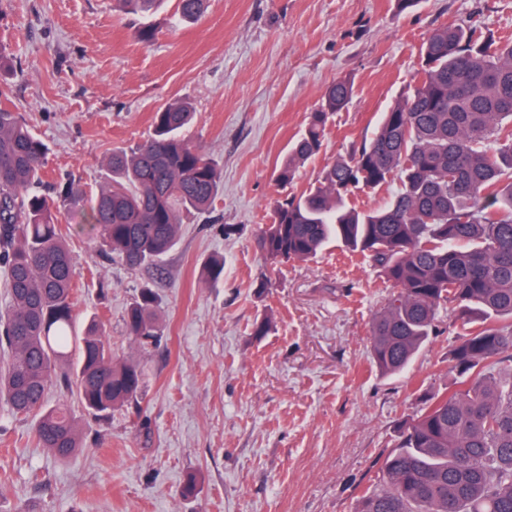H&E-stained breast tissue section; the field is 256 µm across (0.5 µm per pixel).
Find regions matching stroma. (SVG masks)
Returning <instances> with one entry per match:
<instances>
[{"mask_svg":"<svg viewBox=\"0 0 512 512\" xmlns=\"http://www.w3.org/2000/svg\"><path fill=\"white\" fill-rule=\"evenodd\" d=\"M174 12L165 0L146 20L157 30L146 46L134 37L146 21L115 0H0V88L48 147L44 188L69 179L91 199L112 151L147 139L155 112L179 99L195 111L184 138L222 172L209 212L182 215L154 267L107 259L79 232L80 211H61L75 328L96 319L113 356L144 367V396L103 420L75 408L83 446L65 461L38 446L30 418L0 408V512H355L420 413L419 390L452 387L465 328L444 313L405 372L381 375L370 324L390 283L333 241L278 266L258 251L282 192L274 171L331 83L351 80L354 95L291 193L371 135L435 28L473 18L512 36V0H420L401 15L395 0H209L176 29ZM213 256L224 259L216 282L203 274ZM145 287L162 334L143 347L123 317ZM266 317L270 331L254 336Z\"/></svg>","mask_w":512,"mask_h":512,"instance_id":"obj_1","label":"stroma"}]
</instances>
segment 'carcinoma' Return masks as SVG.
I'll list each match as a JSON object with an SVG mask.
<instances>
[{
  "instance_id": "1",
  "label": "carcinoma",
  "mask_w": 512,
  "mask_h": 512,
  "mask_svg": "<svg viewBox=\"0 0 512 512\" xmlns=\"http://www.w3.org/2000/svg\"><path fill=\"white\" fill-rule=\"evenodd\" d=\"M206 2L176 0L174 23L201 19ZM353 94L348 80L325 89L277 171L280 187L320 153L329 119ZM192 116L171 104L154 114L145 142L108 158L112 182L81 215L107 258L131 268L159 262L177 242L180 213L210 210L221 172L181 136ZM45 160L42 140L0 107V403L33 416L39 446L65 461L80 436L68 400L49 404L51 386L104 417L139 405L145 372L112 358L95 322L73 334L76 261L57 213L79 198L69 181L53 196L36 191ZM396 178L384 205L347 204ZM273 213L256 238L271 262L305 260L333 236L396 288L370 326L381 373L407 368L447 306L468 325L450 353L456 388L423 395L355 512H512V40L474 24L437 28L420 47L417 82L371 137L327 165L313 189L276 199ZM124 324L135 342L160 336L152 289Z\"/></svg>"
}]
</instances>
